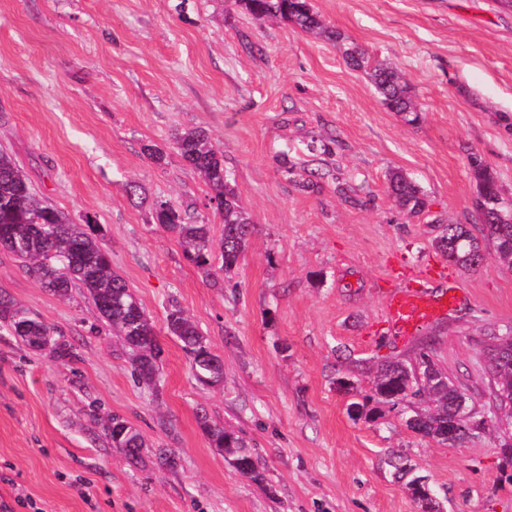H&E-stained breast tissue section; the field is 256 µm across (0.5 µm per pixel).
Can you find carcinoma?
<instances>
[{"label": "carcinoma", "instance_id": "obj_1", "mask_svg": "<svg viewBox=\"0 0 512 512\" xmlns=\"http://www.w3.org/2000/svg\"><path fill=\"white\" fill-rule=\"evenodd\" d=\"M256 20L280 17L302 30L318 32L342 44L341 33L324 27L308 0H241ZM343 56L356 67L370 70L374 85L384 105L392 112L416 111L398 76L381 63L373 62L354 47L343 48ZM176 148L194 171L200 174L212 191L209 203L222 216L224 234L219 243L220 270L233 272L243 259L249 241L252 221L240 204V192L230 173L224 168V155L213 149L209 137L201 130H189L176 137ZM478 186L475 207L491 205L499 188L494 174L481 156L469 159ZM389 194L396 204L411 214L423 212L428 199L419 185L401 173L389 177ZM154 223L175 236L185 258L206 275L212 274L213 243L210 226L200 224L168 202L157 200L151 205ZM488 237L494 242L501 262L512 265V222L485 223ZM438 249L449 260L475 271L484 260L481 245L463 224H448L436 238ZM0 248L11 252L44 288L58 297H66L78 283L88 292L100 319L124 340L132 352V365L144 380H156L161 350L155 339L151 319L128 287L126 280L112 270V257L102 244L101 228L91 216L83 223L71 221L63 212L49 205L32 188L29 179L12 155L0 149ZM165 326L176 337L186 353L196 380L204 385L221 383L224 366L196 325L180 306L172 301L166 308ZM0 328L7 329L26 345H54L60 357L72 356L67 345L52 342L53 329L24 308L14 307L0 299ZM501 354L503 362L492 375L496 408L512 415V342L495 337L488 348ZM432 350L418 353L416 363L394 362L377 369L372 388L379 403L395 405L415 399L427 409L414 412L412 431L440 444L462 447L471 440L473 417L461 415V402L468 399L448 372L431 357ZM211 447L243 476L262 481L260 460L242 437L222 426L202 420ZM112 447L127 450L130 442L144 447V438L128 422L112 419L106 427Z\"/></svg>", "mask_w": 512, "mask_h": 512}]
</instances>
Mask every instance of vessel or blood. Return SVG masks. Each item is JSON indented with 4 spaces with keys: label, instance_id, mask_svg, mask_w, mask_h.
<instances>
[{
    "label": "vessel or blood",
    "instance_id": "1",
    "mask_svg": "<svg viewBox=\"0 0 512 512\" xmlns=\"http://www.w3.org/2000/svg\"><path fill=\"white\" fill-rule=\"evenodd\" d=\"M446 270L436 276H416L405 287L390 292L385 306L394 320L397 333H412L419 323L440 318L466 301L459 288L448 285Z\"/></svg>",
    "mask_w": 512,
    "mask_h": 512
}]
</instances>
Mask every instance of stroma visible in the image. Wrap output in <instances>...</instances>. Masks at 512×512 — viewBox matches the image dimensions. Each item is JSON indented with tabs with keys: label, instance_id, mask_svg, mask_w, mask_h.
<instances>
[{
	"label": "stroma",
	"instance_id": "1",
	"mask_svg": "<svg viewBox=\"0 0 512 512\" xmlns=\"http://www.w3.org/2000/svg\"><path fill=\"white\" fill-rule=\"evenodd\" d=\"M309 2L401 75L417 122L389 111L334 42L255 20L235 0H0V148L46 202L100 225L163 349L145 384L83 288L54 296L0 249V297L73 351L0 330V500L15 512H420L395 476L400 457L440 512H512L494 424L452 448L408 429L407 405L373 420L349 412L378 365L413 361L428 341L470 407L487 402L484 355L491 334L512 330V268L479 222L469 155L512 197V11L498 0ZM194 128L223 152L254 224L229 278L189 263L150 214L157 199L195 211L220 241L210 189L174 145ZM395 171L428 196L421 214L389 196ZM445 224L478 238L479 271L437 249ZM440 266L464 305L395 333L385 294ZM173 299L222 358L223 383L201 385L168 335ZM115 415L143 435L139 457L113 448L104 424ZM205 420L255 449L263 483L211 447Z\"/></svg>",
	"mask_w": 512,
	"mask_h": 512
}]
</instances>
